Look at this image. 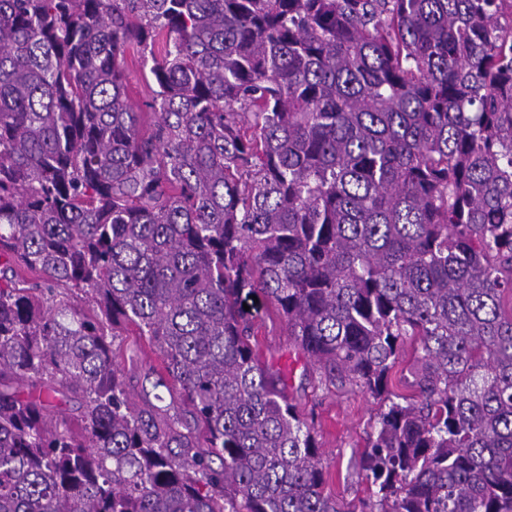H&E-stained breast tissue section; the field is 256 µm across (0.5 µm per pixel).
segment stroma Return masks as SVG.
Returning <instances> with one entry per match:
<instances>
[{"mask_svg":"<svg viewBox=\"0 0 512 512\" xmlns=\"http://www.w3.org/2000/svg\"><path fill=\"white\" fill-rule=\"evenodd\" d=\"M112 345L115 364L133 398H141L145 376L163 373L160 356L138 334L136 326L119 324ZM258 360L271 370L285 373L289 399L304 413L317 415L316 432L325 471L324 492L332 498L356 505L366 494L358 480L366 431L378 405L356 387L327 388L315 378L308 359L295 347L275 309H262L254 322L252 338Z\"/></svg>","mask_w":512,"mask_h":512,"instance_id":"1","label":"stroma"}]
</instances>
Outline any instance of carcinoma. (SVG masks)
<instances>
[{"instance_id": "obj_1", "label": "carcinoma", "mask_w": 512, "mask_h": 512, "mask_svg": "<svg viewBox=\"0 0 512 512\" xmlns=\"http://www.w3.org/2000/svg\"><path fill=\"white\" fill-rule=\"evenodd\" d=\"M255 297L379 403L361 512H512V0H0V512H348ZM125 78L130 101L139 109V112H150L145 106L150 89L145 83V70H143L137 54L128 50L124 61ZM116 337L112 345L115 364L121 371L133 398L139 402L142 396V384L150 390V384L144 377L152 371L156 374L151 380L162 374L167 377L162 360L144 338L138 336V329L133 324H119L115 329ZM416 343L413 340H407L402 355L392 370V379L394 388L397 392L410 395L412 390L407 387L406 379L410 378V368L414 361Z\"/></svg>"}]
</instances>
